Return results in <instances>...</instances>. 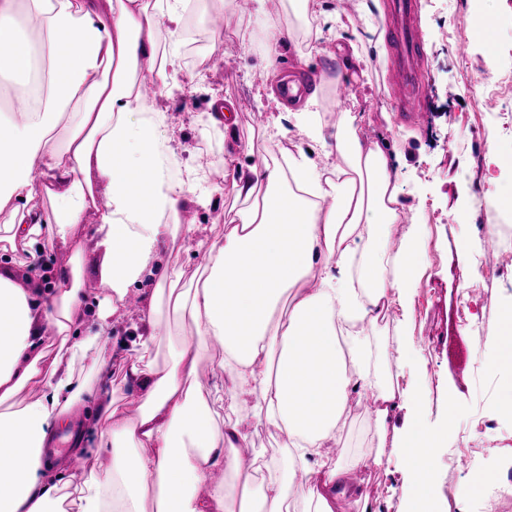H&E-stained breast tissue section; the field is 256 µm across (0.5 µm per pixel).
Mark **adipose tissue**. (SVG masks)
I'll list each match as a JSON object with an SVG mask.
<instances>
[{"instance_id": "ef3b65f1", "label": "adipose tissue", "mask_w": 512, "mask_h": 512, "mask_svg": "<svg viewBox=\"0 0 512 512\" xmlns=\"http://www.w3.org/2000/svg\"><path fill=\"white\" fill-rule=\"evenodd\" d=\"M188 6L0 0L10 72L25 80L34 65L44 71L29 97L0 116V211L10 212L0 231L29 246L45 234L65 242L94 216L106 248L101 283L111 301L102 321L120 310L133 283L149 276L167 283L161 244L182 224L189 197L210 201L196 193V172L166 174L177 162L168 116L139 91L138 65L153 57L160 63L147 77L166 95L180 91ZM163 22L172 47L161 55L155 34ZM317 105L309 97L292 114L307 148L282 149L281 160L232 174L239 207L223 244L206 249L193 287L169 295L173 312L194 327L170 365L157 361V299L144 300L143 329L124 362L138 389V415L126 419L115 400L101 402L79 437L110 451L111 467L94 461L79 470L41 469L51 424L66 420L86 389L75 364L88 358L97 371L112 366L98 336H73L88 318L80 278L48 308L37 285L0 271V512H291L288 495L300 473L301 512H351L363 503L350 480L362 458L340 464L328 453L340 415L368 385L361 370L366 339L340 329L374 323L376 311L400 299L416 276L417 255L410 246L390 260L383 249L400 221L391 189L396 154L364 146L349 112L326 139ZM62 114L70 121L59 140ZM331 144L337 163L318 166L310 149ZM99 192L107 198L102 207ZM43 195L55 202L45 214L30 206ZM362 232L379 247L361 256ZM282 309L287 318L275 320ZM209 342L224 349L220 385L238 411L221 426L196 382ZM29 388L36 397L16 402ZM425 409L415 397L399 437L414 486L403 512H436L432 466L448 430L421 429ZM265 424L280 430L287 457L263 460L261 479H245L240 499L226 482L205 487L213 471L241 475L239 449Z\"/></svg>"}]
</instances>
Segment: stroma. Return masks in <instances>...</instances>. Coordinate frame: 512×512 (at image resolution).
I'll return each instance as SVG.
<instances>
[{
    "label": "stroma",
    "instance_id": "1",
    "mask_svg": "<svg viewBox=\"0 0 512 512\" xmlns=\"http://www.w3.org/2000/svg\"><path fill=\"white\" fill-rule=\"evenodd\" d=\"M389 0H312L316 19L309 25L293 24L295 37L282 47L276 61H269L263 32L272 20L289 23L283 0H265L264 10L240 13L235 0H198L192 5L182 54H196L205 74L182 92L167 99L170 122L176 130L174 146L183 171L203 165L216 169L217 190L208 206L188 203L184 219L192 233L164 247L161 259L180 286H189L203 272L202 245L224 239L225 221L234 206L230 180L223 174L248 168L263 159L279 157L282 147L296 138L292 121H284L287 137H269L253 115L265 111L256 94L262 85L277 86L281 76L302 72L326 78L319 95L328 100L323 114L326 133H334L344 111L357 116V134L364 145L388 141L399 156L393 182L403 207L401 223L387 244L396 254L414 244L420 272L403 304L392 307L390 323L368 329L372 359L368 380L372 386L394 387L399 406L387 425H379L373 412L346 409L338 423L341 435L331 448L332 460L346 462L364 453L375 460L374 469L356 471L354 479L368 497L373 512H402L412 492L410 474L401 449L394 441L410 408L411 395H421L427 405L422 425L439 429L446 418L455 424L437 451L433 463V494L439 512H479L477 495L464 490L477 476L495 470L499 483L512 488V470L492 466L489 451L512 448V412L502 402L512 390V369L494 363V338L500 331V308L512 304V270L491 280L475 271L474 252L483 243L485 225L495 223L488 205L478 203L476 191L492 194L512 184V165L502 156L512 150V0H415L416 22L423 54L422 83L427 116L416 127L402 123L388 92L390 39L385 16ZM341 15L363 56L361 74H353L330 50L340 38L329 31L320 11ZM490 14L496 19L491 43L477 36L474 20ZM291 23V22H290ZM321 51L300 63L299 54L309 41ZM468 46L458 54L457 44ZM346 79L359 93L348 102L336 99V83ZM232 101L236 122L231 128H203L202 119L215 114L213 97ZM493 102L497 125L478 119L484 102ZM473 253L459 254L462 242ZM105 248L91 224L80 225L73 244L43 238L29 249L22 241L0 240V269H10L18 280L46 279L52 289L62 288L72 261H79L86 302L92 310L105 309L101 284ZM483 295L478 309L485 333L470 335L456 322L457 306L467 290ZM138 314L133 308L117 312L102 341L112 352L111 371H92L89 363L76 371L87 377L89 390L79 410H96L100 401L115 398L126 416H134L138 401L119 366L131 355ZM192 331L190 322L175 323L167 309L156 317L155 333L160 363L172 362L181 351L180 337ZM223 351L209 344L201 360L199 380L208 396L216 423L230 413L216 391L218 364ZM486 429H476V420ZM473 449L468 460L458 451Z\"/></svg>",
    "mask_w": 512,
    "mask_h": 512
}]
</instances>
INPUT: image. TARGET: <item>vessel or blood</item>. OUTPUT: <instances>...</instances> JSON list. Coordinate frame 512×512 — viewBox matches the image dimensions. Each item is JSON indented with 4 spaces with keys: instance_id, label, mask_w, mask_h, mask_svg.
I'll return each instance as SVG.
<instances>
[{
    "instance_id": "obj_1",
    "label": "vessel or blood",
    "mask_w": 512,
    "mask_h": 512,
    "mask_svg": "<svg viewBox=\"0 0 512 512\" xmlns=\"http://www.w3.org/2000/svg\"><path fill=\"white\" fill-rule=\"evenodd\" d=\"M387 28L394 55L391 92L402 117L413 122L422 117L423 90L418 78L421 39L414 21L412 0H391Z\"/></svg>"
}]
</instances>
